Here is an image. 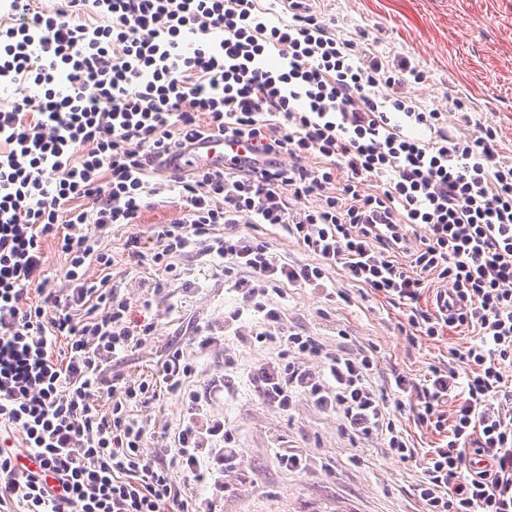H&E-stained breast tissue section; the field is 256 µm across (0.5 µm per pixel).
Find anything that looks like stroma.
I'll list each match as a JSON object with an SVG mask.
<instances>
[{
    "label": "stroma",
    "mask_w": 512,
    "mask_h": 512,
    "mask_svg": "<svg viewBox=\"0 0 512 512\" xmlns=\"http://www.w3.org/2000/svg\"><path fill=\"white\" fill-rule=\"evenodd\" d=\"M309 7L336 21L341 30L365 33L372 49L386 60L406 59L424 70L423 84L405 85L407 96L427 107L448 109V130L468 132L463 117L492 124L502 160H512V0H308ZM240 232L267 241L272 252L288 263H309L313 257L297 241L266 224H243ZM127 230L114 227L104 244L115 264L114 279L125 282L132 307L151 301L147 319L157 325L155 340L130 354L123 371L132 378L153 372L169 348L195 355L194 380L205 385L221 375L234 386L212 402V416L224 418L243 451L242 463L225 471L223 512H423L414 496L420 470L387 455L382 441L351 444L335 412L302 399L282 413L255 392L252 373L274 357L256 342L252 319L225 327L224 312L237 300L224 284V273L210 257H174L177 278L152 264L131 267L125 258ZM327 288L346 291L347 300L326 290L287 287L282 304L288 323L320 337L335 348L339 334L370 350L377 380L397 371L419 380L431 365L448 360L452 350L475 340L473 330L458 327L435 339L409 340L400 325L406 315L386 300L362 297L341 270L330 271ZM220 337L214 351L196 356L191 338L198 327ZM233 368H225V357ZM181 403L173 396L135 408L134 418L146 422L148 446L172 445L166 427H177ZM296 454L301 468L278 465L275 453Z\"/></svg>",
    "instance_id": "obj_1"
}]
</instances>
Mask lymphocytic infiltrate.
<instances>
[{"label":"lymphocytic infiltrate","instance_id":"f902f5d3","mask_svg":"<svg viewBox=\"0 0 512 512\" xmlns=\"http://www.w3.org/2000/svg\"><path fill=\"white\" fill-rule=\"evenodd\" d=\"M425 80L301 0H63L51 11L0 0V431L21 439L0 443V512H219L224 472L242 461L206 410L229 378L193 388L179 348L149 379L120 373L156 325L134 317L111 275L83 274L112 266L103 241L116 226L131 230L130 263L170 274L172 257L195 250L225 276L245 271L228 320L252 312L276 353L253 375L269 406L308 399L339 414L350 441L375 437L417 462L424 512H512V162L491 124L454 136L442 109L402 95ZM216 136L256 143L255 157L171 177L178 216L155 225L144 253L134 228L158 193L156 158ZM240 224L281 228L314 263L279 261ZM49 239L68 259L67 288L45 266ZM336 267L403 306L408 336L458 324L474 343L420 381L375 383L368 351L327 350L277 302L288 285L324 287ZM429 275L444 284L433 309L420 304ZM164 394L184 414L172 446L150 457L130 407ZM407 396L447 434L422 456L396 425Z\"/></svg>","mask_w":512,"mask_h":512}]
</instances>
